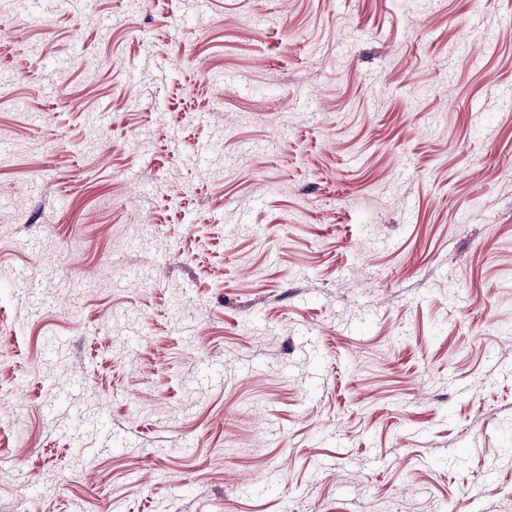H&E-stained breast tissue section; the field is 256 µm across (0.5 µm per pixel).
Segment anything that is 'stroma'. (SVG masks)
I'll return each mask as SVG.
<instances>
[{
	"instance_id": "1",
	"label": "stroma",
	"mask_w": 512,
	"mask_h": 512,
	"mask_svg": "<svg viewBox=\"0 0 512 512\" xmlns=\"http://www.w3.org/2000/svg\"><path fill=\"white\" fill-rule=\"evenodd\" d=\"M0 512H512V0H0Z\"/></svg>"
}]
</instances>
